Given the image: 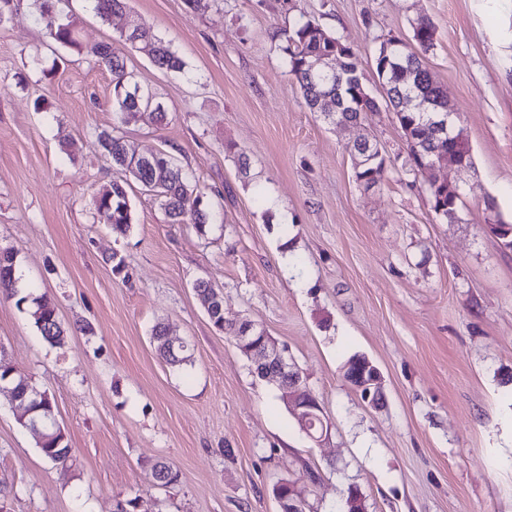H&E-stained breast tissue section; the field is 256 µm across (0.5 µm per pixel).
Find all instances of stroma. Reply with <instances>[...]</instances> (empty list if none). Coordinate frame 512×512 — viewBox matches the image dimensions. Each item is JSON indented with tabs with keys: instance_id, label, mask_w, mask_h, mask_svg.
Here are the masks:
<instances>
[{
	"instance_id": "obj_1",
	"label": "stroma",
	"mask_w": 512,
	"mask_h": 512,
	"mask_svg": "<svg viewBox=\"0 0 512 512\" xmlns=\"http://www.w3.org/2000/svg\"><path fill=\"white\" fill-rule=\"evenodd\" d=\"M70 8L82 55L49 46L34 10H0V248L16 254L19 294L51 298L68 330L46 343L31 305L0 294V362L50 395L72 450L67 464L46 461L1 391L0 512H118L131 498L128 512H279L274 485L309 468L321 479L306 512H335L352 485L365 512H512V251L486 230L495 213L512 222V0L493 12L482 0H126L108 21L86 0ZM422 16L436 26L424 61L473 153L468 171L443 172L463 187L452 224L401 174L394 112L325 122L285 53L300 19L314 20L354 49L376 97L375 52L411 41ZM131 20L184 71L123 47ZM105 42L167 114L129 116L127 144L193 173L214 212L207 236L169 223L136 185L127 236L99 221L95 194L120 176L93 145L116 123L112 75L90 53ZM366 135L388 160L369 189L346 150ZM115 254L129 279L113 274ZM199 279L223 291L227 324L254 321L287 345L333 424L328 440L311 441L277 385L212 327ZM159 322L189 344L187 366L160 358ZM356 354L380 370L383 407L344 379ZM157 460L176 485L152 484Z\"/></svg>"
}]
</instances>
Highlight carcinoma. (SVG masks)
Returning <instances> with one entry per match:
<instances>
[{
    "label": "carcinoma",
    "mask_w": 512,
    "mask_h": 512,
    "mask_svg": "<svg viewBox=\"0 0 512 512\" xmlns=\"http://www.w3.org/2000/svg\"><path fill=\"white\" fill-rule=\"evenodd\" d=\"M92 9L101 19L107 20L117 10L124 8L125 0H89ZM54 2L39 4L37 12L44 25L46 33L60 47L81 54L83 47L75 32L76 21L58 13L53 9ZM436 28L433 22L424 17L417 22L414 29V39L420 50L428 51L433 47ZM142 38L154 45L155 52L152 62L160 69L181 72L185 63L171 49L169 43L142 30ZM396 38L390 37L381 42L374 55L375 70L381 83L393 85L399 79V70L415 67L412 78L413 93L422 97L438 98L442 88L435 80L432 71L423 62L421 56L412 51L406 43L394 44ZM337 52L346 56V68L338 72L333 80L312 79L308 66L311 61L321 55ZM89 53L97 61L112 72V108L116 114L117 123L110 130H102L95 136L94 144L110 159L112 165L124 170L125 178L113 180L102 187L95 200L97 214L103 223L112 228V232L120 235L127 234L132 228V215L128 188L130 182H135L142 190L152 193L160 201L170 223L191 224L200 236H206L210 226L212 213L203 195L193 186V176L179 166L171 155L166 158L171 164L165 172L157 166L138 165L134 168H123L121 162L131 153V149L122 136L119 123L124 116L145 108L146 97L150 92L140 94L135 100L129 97L131 74L127 71L126 57L122 49L108 43L92 47ZM289 74L298 83L304 102L308 108H313L310 96L324 90L338 91L340 115L347 121L360 120L363 111L377 109L370 101L360 100V88L356 79L355 52L349 46L341 43L310 19L300 21L289 37L286 47ZM412 126L413 142L409 143V167L405 173L421 178L427 186L432 201V208L441 220L454 221L459 219L462 197L455 193L441 191L436 186L432 168L435 162L441 160L445 153L454 158H466L467 164H472L470 144H456L454 141H440L433 137V129L429 126L422 113L407 111L399 119V125ZM5 257H0V286L11 290L16 283L14 255L10 250H4ZM40 317L35 319V325L41 337L51 345L64 343L67 332L59 320L55 304L48 298H43L37 304ZM166 326L158 323L152 328V338L157 342L160 357L169 365L181 368L190 363V347L184 346L176 352H171L163 341ZM43 457L50 463L64 464L71 458L69 448L63 434L46 432L37 440ZM151 481L156 486L167 487L179 480V472L165 462H156L150 466ZM346 512H365L363 495L360 490L351 486L346 497Z\"/></svg>",
    "instance_id": "1"
}]
</instances>
